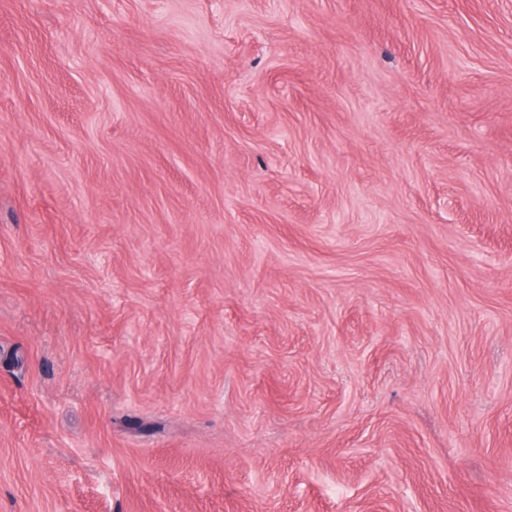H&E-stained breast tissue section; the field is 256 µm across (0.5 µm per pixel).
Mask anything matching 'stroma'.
<instances>
[{
    "instance_id": "1",
    "label": "stroma",
    "mask_w": 512,
    "mask_h": 512,
    "mask_svg": "<svg viewBox=\"0 0 512 512\" xmlns=\"http://www.w3.org/2000/svg\"><path fill=\"white\" fill-rule=\"evenodd\" d=\"M0 512H512V0H0Z\"/></svg>"
}]
</instances>
